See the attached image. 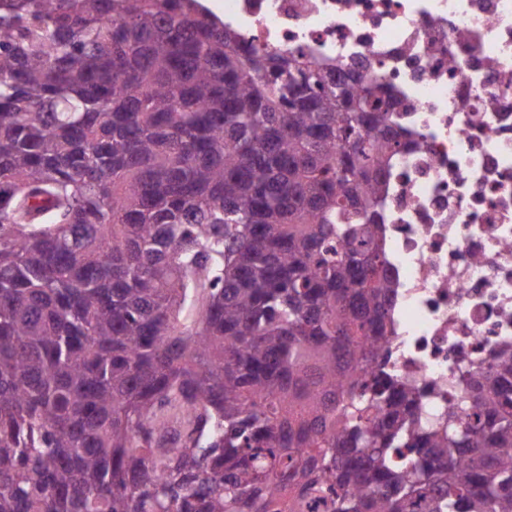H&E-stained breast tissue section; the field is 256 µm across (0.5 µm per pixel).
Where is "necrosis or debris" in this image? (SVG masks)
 Instances as JSON below:
<instances>
[{"mask_svg":"<svg viewBox=\"0 0 512 512\" xmlns=\"http://www.w3.org/2000/svg\"><path fill=\"white\" fill-rule=\"evenodd\" d=\"M220 2L244 42L379 75L404 138L379 206L393 274L383 368L428 426L512 350V0Z\"/></svg>","mask_w":512,"mask_h":512,"instance_id":"4bbe7bcc","label":"necrosis or debris"}]
</instances>
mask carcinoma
Here are the masks:
<instances>
[{"label":"carcinoma","instance_id":"1","mask_svg":"<svg viewBox=\"0 0 512 512\" xmlns=\"http://www.w3.org/2000/svg\"><path fill=\"white\" fill-rule=\"evenodd\" d=\"M377 77L199 0H0V512H512V351L375 370Z\"/></svg>","mask_w":512,"mask_h":512}]
</instances>
